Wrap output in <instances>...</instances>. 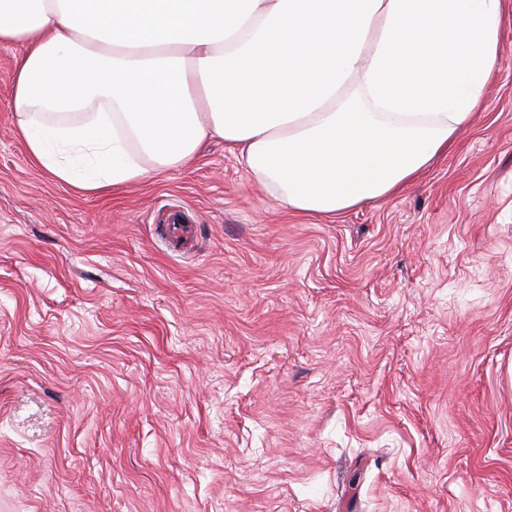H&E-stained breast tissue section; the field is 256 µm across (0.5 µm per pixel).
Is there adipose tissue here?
I'll return each mask as SVG.
<instances>
[{"label": "adipose tissue", "mask_w": 512, "mask_h": 512, "mask_svg": "<svg viewBox=\"0 0 512 512\" xmlns=\"http://www.w3.org/2000/svg\"><path fill=\"white\" fill-rule=\"evenodd\" d=\"M501 0H0L8 109L85 191L181 168L210 138L289 211L333 217L446 152L494 78Z\"/></svg>", "instance_id": "adipose-tissue-1"}]
</instances>
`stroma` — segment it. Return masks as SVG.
Returning <instances> with one entry per match:
<instances>
[{"label": "stroma", "instance_id": "35a3bbf8", "mask_svg": "<svg viewBox=\"0 0 512 512\" xmlns=\"http://www.w3.org/2000/svg\"><path fill=\"white\" fill-rule=\"evenodd\" d=\"M483 103L396 193L290 212L213 139L85 192L0 47V512H512V0ZM196 225L187 254L157 233Z\"/></svg>", "mask_w": 512, "mask_h": 512}]
</instances>
